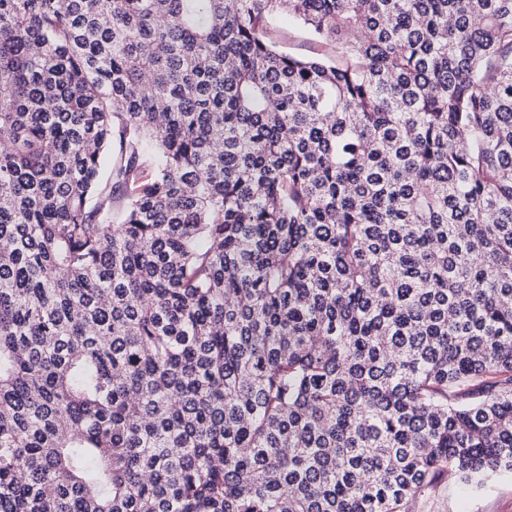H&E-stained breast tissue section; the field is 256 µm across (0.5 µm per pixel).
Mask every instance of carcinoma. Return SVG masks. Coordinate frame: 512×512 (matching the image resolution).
Wrapping results in <instances>:
<instances>
[{
    "mask_svg": "<svg viewBox=\"0 0 512 512\" xmlns=\"http://www.w3.org/2000/svg\"><path fill=\"white\" fill-rule=\"evenodd\" d=\"M450 470L512 473V0H0V512ZM268 37L279 50L297 57H317L327 50L287 14L273 21Z\"/></svg>",
    "mask_w": 512,
    "mask_h": 512,
    "instance_id": "1",
    "label": "carcinoma"
}]
</instances>
